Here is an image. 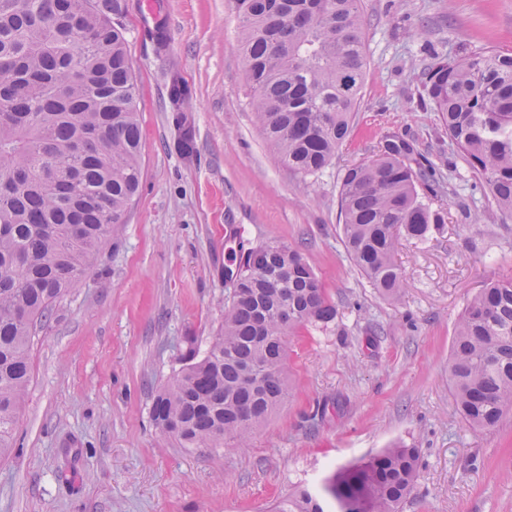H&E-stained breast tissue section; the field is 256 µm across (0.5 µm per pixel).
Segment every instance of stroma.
I'll list each match as a JSON object with an SVG mask.
<instances>
[{
	"instance_id": "35a3bbf8",
	"label": "stroma",
	"mask_w": 512,
	"mask_h": 512,
	"mask_svg": "<svg viewBox=\"0 0 512 512\" xmlns=\"http://www.w3.org/2000/svg\"><path fill=\"white\" fill-rule=\"evenodd\" d=\"M143 178L77 288L30 351L16 445L0 458V512H271L295 486L401 441L420 448L401 512H512V414L476 430L448 387L460 313L512 276V219L470 172L418 72L484 47L512 49V0H362L367 66L350 139L322 172L279 166L255 122L232 0H126ZM167 40L158 44L157 23ZM196 154L183 158L167 97L172 71ZM409 142L451 189L445 223L403 241L399 303L347 257L344 171L387 138ZM298 250L337 309L288 338L291 395L247 447L184 448L153 424L155 394L224 320L234 259Z\"/></svg>"
}]
</instances>
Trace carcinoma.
I'll return each mask as SVG.
<instances>
[{"mask_svg":"<svg viewBox=\"0 0 512 512\" xmlns=\"http://www.w3.org/2000/svg\"><path fill=\"white\" fill-rule=\"evenodd\" d=\"M255 121L275 161L302 175L330 165L350 136L367 65L361 0H234ZM124 0H0V456L30 381L38 322L76 287L110 226L125 223L142 179L135 76ZM428 100L500 213L512 218V54L496 48L438 61ZM178 112L190 96L170 79ZM445 186L404 140L384 142L341 181L347 255L378 295L401 301V240L445 223L418 193ZM270 270L239 263L238 288L202 356L155 395L151 418L184 448L246 447L287 401L288 335L336 317L324 285L291 247L253 249ZM288 319H283V312ZM457 410L474 429L512 411V278L486 283L465 306L448 365ZM420 451L396 443L340 468L324 495L306 488L276 512H401Z\"/></svg>","mask_w":512,"mask_h":512,"instance_id":"carcinoma-1","label":"carcinoma"}]
</instances>
